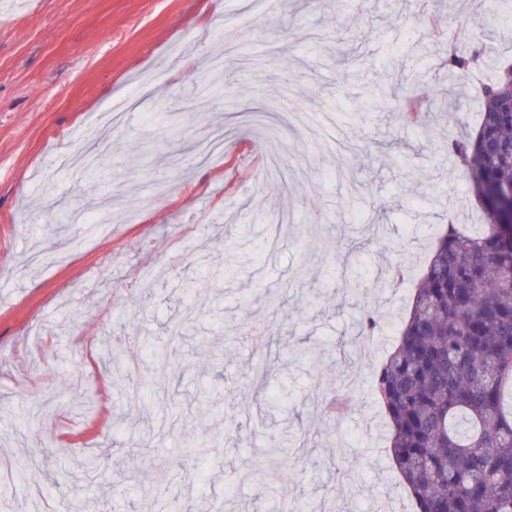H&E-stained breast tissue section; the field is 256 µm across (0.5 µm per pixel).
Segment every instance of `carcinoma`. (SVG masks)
Wrapping results in <instances>:
<instances>
[{
    "label": "carcinoma",
    "mask_w": 512,
    "mask_h": 512,
    "mask_svg": "<svg viewBox=\"0 0 512 512\" xmlns=\"http://www.w3.org/2000/svg\"><path fill=\"white\" fill-rule=\"evenodd\" d=\"M462 26L448 24L445 70L469 71L481 53ZM481 207L484 230L449 224L436 238L397 344L373 372L385 410V453L410 491V512H512V66L482 86L475 133L448 140ZM384 317L366 311L361 336ZM175 336H136L147 363L168 361ZM353 395L327 392L324 414L341 417Z\"/></svg>",
    "instance_id": "carcinoma-1"
}]
</instances>
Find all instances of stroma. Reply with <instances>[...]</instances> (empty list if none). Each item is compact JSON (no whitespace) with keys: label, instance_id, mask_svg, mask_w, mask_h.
<instances>
[{"label":"stroma","instance_id":"35a3bbf8","mask_svg":"<svg viewBox=\"0 0 512 512\" xmlns=\"http://www.w3.org/2000/svg\"><path fill=\"white\" fill-rule=\"evenodd\" d=\"M470 22L484 52L475 69L495 76L512 58V22L501 0H440ZM445 26L417 0H336L285 5L254 19L247 0H0V467L23 464L28 480L0 482V512H373L383 499L406 507L408 491L383 448L388 427L373 370L396 339L411 301L397 268L419 273L448 219L477 231L481 214L448 155V138L476 124L480 98L460 73L441 81ZM234 64L212 73L218 36ZM180 43L192 63L166 67ZM149 94L136 93L143 74ZM238 96H224L226 83ZM383 85L370 107L365 88ZM423 98L417 124L395 107ZM132 100L122 127L99 121L111 102ZM308 114L294 127L277 183L262 178L271 146L252 113ZM202 126L224 130V151L191 169L184 154ZM363 141L332 156L352 128ZM108 142L106 165L71 198L70 173L54 163L77 132ZM160 183L144 196L140 183ZM112 221L85 232L114 187ZM73 216L51 232L59 210ZM232 259L224 279L200 277ZM361 281L347 286L348 277ZM377 310L388 326L358 360V319ZM180 331L165 368L168 394L143 409L135 389L104 399L103 342L128 348L136 328ZM313 346L312 363L292 355ZM267 368L264 405L254 369ZM360 382L350 414L320 415L327 386ZM215 436L208 462L186 448ZM149 445L147 458L130 449ZM298 459L266 493L241 478L271 449Z\"/></svg>","mask_w":512,"mask_h":512}]
</instances>
